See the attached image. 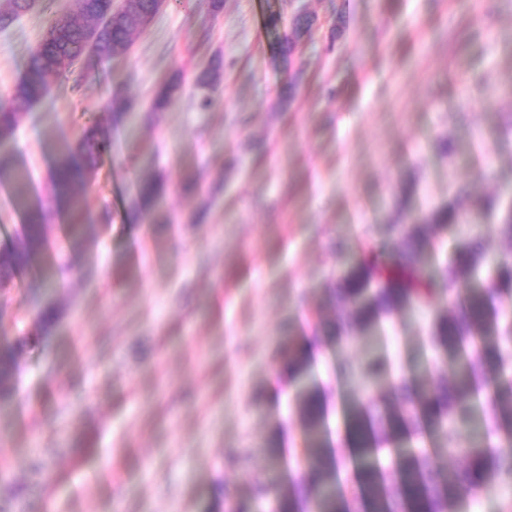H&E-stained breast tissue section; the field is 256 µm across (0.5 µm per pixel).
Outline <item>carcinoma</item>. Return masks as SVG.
<instances>
[{
    "label": "carcinoma",
    "instance_id": "cac0c4a2",
    "mask_svg": "<svg viewBox=\"0 0 512 512\" xmlns=\"http://www.w3.org/2000/svg\"><path fill=\"white\" fill-rule=\"evenodd\" d=\"M157 0H137L131 12L112 15L111 0H72V20L56 41H41L32 51L21 80L10 96L0 98V185H9L24 208L22 233L0 250V288L10 287L13 274L46 249L45 228L54 212L65 210L70 233L79 241L85 224L84 202L75 187L95 171L106 151V131L96 124L75 144L56 146L50 174L53 206L26 197V177L12 161V144L22 112L45 99L54 78L86 73L104 58L125 53L139 32V16L156 8ZM33 10L30 0H0V27L6 28ZM100 25L94 50L87 44V26ZM130 104L115 95L102 105L113 118L127 114ZM164 192L159 181L139 183L136 202L152 209ZM484 214L498 220V234L512 241V212L502 199L484 194L477 199ZM467 212L454 206L424 214L398 225L401 246L389 264L393 276L380 286L372 284L379 263L387 258L384 247L368 250L367 260L354 266L339 286L338 301L352 314L351 325L359 332L407 305L425 298L421 291L422 259L435 250L431 233L437 224L461 226ZM488 263L483 248L474 242L460 244L451 260L440 266L445 291L454 293L452 308L438 318L432 336L434 350L448 365V379L432 387L425 385V373L401 376L396 381L379 374L381 363L369 370L388 385V395L372 394L368 400L347 410L354 440L351 459L356 469L358 494L350 499L338 484V461L330 456L326 443L327 416L316 401L318 387L308 363L291 364V377L304 417V470L293 484V494L277 502L278 512H458L468 495L499 478L512 477V364L499 354L498 340L512 334V321L485 308V298L494 289L512 296V265L501 263L489 269L486 283L471 288L469 281ZM14 375L13 356L0 353V401L10 398ZM480 412L463 429L466 445L448 448L392 449L389 467L380 461V444H399L413 436L444 429L455 417ZM466 459L462 468L443 470L441 455Z\"/></svg>",
    "mask_w": 512,
    "mask_h": 512
}]
</instances>
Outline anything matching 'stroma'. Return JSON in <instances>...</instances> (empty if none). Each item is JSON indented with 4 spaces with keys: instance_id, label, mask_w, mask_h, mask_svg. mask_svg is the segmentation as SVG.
<instances>
[{
    "instance_id": "1",
    "label": "stroma",
    "mask_w": 512,
    "mask_h": 512,
    "mask_svg": "<svg viewBox=\"0 0 512 512\" xmlns=\"http://www.w3.org/2000/svg\"><path fill=\"white\" fill-rule=\"evenodd\" d=\"M300 8L316 26L288 65L266 19ZM46 28L33 11L0 31V97ZM118 92L135 110L78 188L81 242L59 213L49 251L0 294V348L17 350L0 401V512H229L252 504L255 479L288 490L302 422L287 361L301 340L317 343L332 437L368 395L374 355L394 374L423 362L431 383L447 376L431 346L443 296L330 336L348 325L334 291L360 251L458 201L472 223L438 229L442 255L476 238L490 263L512 264L476 205L512 202V0H168L125 54L54 79L24 112L13 162L34 197L49 191L52 143L104 122ZM151 179L164 193L146 214L133 184ZM191 181L199 192L183 193ZM47 305L59 318L45 330Z\"/></svg>"
}]
</instances>
